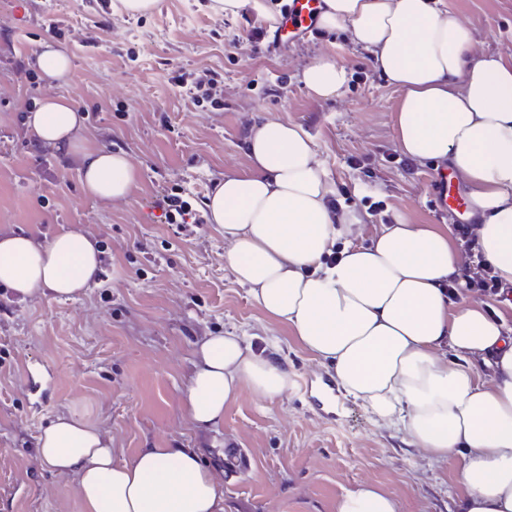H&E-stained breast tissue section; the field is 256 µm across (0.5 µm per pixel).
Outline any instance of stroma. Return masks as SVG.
Returning a JSON list of instances; mask_svg holds the SVG:
<instances>
[{
  "label": "stroma",
  "instance_id": "stroma-1",
  "mask_svg": "<svg viewBox=\"0 0 512 512\" xmlns=\"http://www.w3.org/2000/svg\"><path fill=\"white\" fill-rule=\"evenodd\" d=\"M115 2L27 0L21 15L17 0H0V231L46 243L77 227L102 254L78 297L21 301L0 286V512H83L74 479L36 459L43 427L62 414L111 436L121 461L144 448L198 449L219 476L224 512H335L341 494L367 482L395 493L404 512H454L458 458L411 454L347 398L316 406L325 369L225 270L223 233L207 223L174 233L152 206L158 189L175 188L204 215L213 183L246 171L249 122L264 114L310 131L338 208L361 212L364 235L398 218L449 223L433 202L437 167L403 165L394 147L399 92L340 30L278 40L275 25L216 15L210 0H158L136 16ZM445 3L475 29L477 51L512 52V0ZM46 38L72 61L66 86L16 67ZM321 57L350 74L330 99L300 80ZM179 74L216 78L220 104L192 100L173 83ZM55 94L86 110L94 144L127 153L129 198L87 195L75 165L34 147L26 118ZM224 332L256 350L278 343L294 384L273 401L242 392L203 431L182 396L196 342Z\"/></svg>",
  "mask_w": 512,
  "mask_h": 512
}]
</instances>
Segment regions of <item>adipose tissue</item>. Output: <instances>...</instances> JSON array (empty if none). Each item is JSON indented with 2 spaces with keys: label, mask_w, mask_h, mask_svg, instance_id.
<instances>
[{
  "label": "adipose tissue",
  "mask_w": 512,
  "mask_h": 512,
  "mask_svg": "<svg viewBox=\"0 0 512 512\" xmlns=\"http://www.w3.org/2000/svg\"><path fill=\"white\" fill-rule=\"evenodd\" d=\"M320 27L347 31L371 68L400 92L396 150L446 162L467 189L485 261L512 284V54L479 53L473 29L443 0H322ZM346 67L323 57L301 73L316 97L336 96ZM85 117L49 96L27 117L37 144L75 164L85 191L127 199L136 180L126 154L91 146ZM247 173H229L205 201L222 231L224 267L260 310L290 328L329 370L344 397L378 428L432 462L458 454V512H512V327L447 282L469 264L448 227L397 220L366 244L339 245L362 220L338 212L329 173L302 125L253 120ZM100 249L78 230L48 244L0 233V285L19 300L74 297L95 279ZM293 384L287 368L244 337H203L183 404L209 428L242 391L272 400ZM40 463L76 480L84 512H224L217 474L192 448H145L117 461L112 440L77 418L43 428ZM336 512H401L373 484L347 491Z\"/></svg>",
  "instance_id": "ef3b65f1"
}]
</instances>
